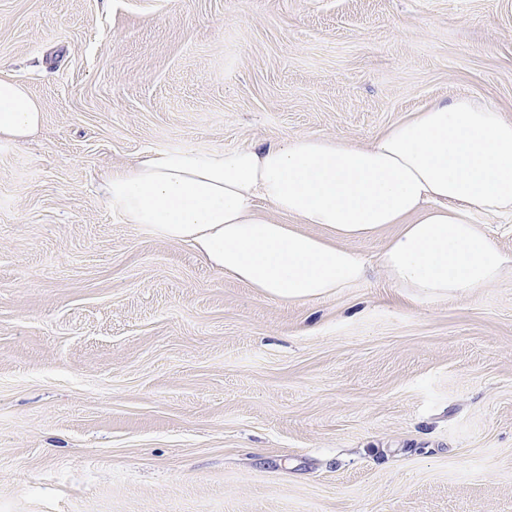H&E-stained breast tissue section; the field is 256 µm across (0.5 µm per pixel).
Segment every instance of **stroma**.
<instances>
[{
    "instance_id": "obj_1",
    "label": "stroma",
    "mask_w": 512,
    "mask_h": 512,
    "mask_svg": "<svg viewBox=\"0 0 512 512\" xmlns=\"http://www.w3.org/2000/svg\"><path fill=\"white\" fill-rule=\"evenodd\" d=\"M0 512H512V274L263 298L100 190L153 149L512 120V0H0ZM40 103L20 83L0 78V141L23 143L41 127Z\"/></svg>"
}]
</instances>
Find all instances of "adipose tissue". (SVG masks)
<instances>
[{
	"label": "adipose tissue",
	"mask_w": 512,
	"mask_h": 512,
	"mask_svg": "<svg viewBox=\"0 0 512 512\" xmlns=\"http://www.w3.org/2000/svg\"><path fill=\"white\" fill-rule=\"evenodd\" d=\"M42 123L28 90L0 78V141L26 142ZM104 191L127 223L292 303L365 281L370 264L352 244L390 224L399 230L375 264L416 302L473 295L512 271L478 222L512 215V121L469 94L434 100L364 144L304 135L152 150Z\"/></svg>",
	"instance_id": "adipose-tissue-1"
}]
</instances>
